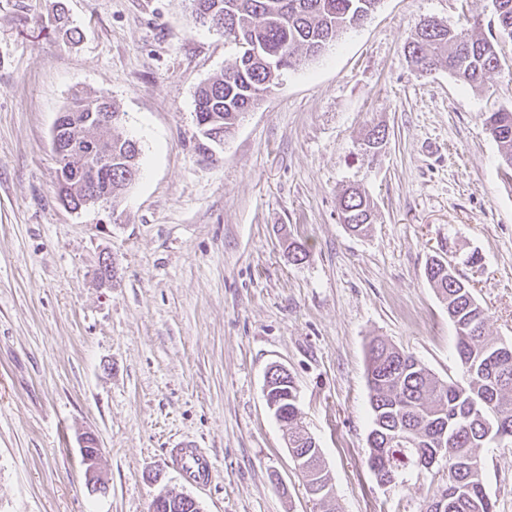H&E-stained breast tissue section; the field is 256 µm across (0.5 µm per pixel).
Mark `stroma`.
Instances as JSON below:
<instances>
[{"instance_id":"1","label":"stroma","mask_w":512,"mask_h":512,"mask_svg":"<svg viewBox=\"0 0 512 512\" xmlns=\"http://www.w3.org/2000/svg\"><path fill=\"white\" fill-rule=\"evenodd\" d=\"M59 2L78 40L55 31ZM426 19L482 38L495 7L382 0L208 145L194 93L236 50L193 24L188 0H0V512H151L163 490L202 512H317L266 405L275 363L342 512H422L429 474L384 487L367 466L370 341L456 375V332L424 276L433 256L473 286L489 335L512 341V177L483 126L512 109V41L474 88L410 67ZM77 90L114 103L141 147L112 212L56 195L51 133ZM377 126L386 143L362 157ZM349 183L376 204L362 235L336 208ZM107 254L117 277L102 288ZM89 433L101 492L80 453ZM183 441L212 455L211 485L169 463ZM481 455L496 512H512V447Z\"/></svg>"}]
</instances>
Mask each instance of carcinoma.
I'll return each instance as SVG.
<instances>
[{"label": "carcinoma", "mask_w": 512, "mask_h": 512, "mask_svg": "<svg viewBox=\"0 0 512 512\" xmlns=\"http://www.w3.org/2000/svg\"><path fill=\"white\" fill-rule=\"evenodd\" d=\"M195 22L211 26L218 16L224 23V37L238 30L249 45L255 61L248 67L233 64L219 76L200 86L194 95L197 124L205 132L228 136L241 116L262 101L263 93L276 85L286 71L303 61L320 56L336 36L360 26L381 0H190ZM411 67L428 73L440 65L472 87H481L487 75L501 70L497 38L473 39L447 25L427 22L405 46ZM91 112L117 114L114 104L100 96L77 91L64 110L52 146L58 154L70 142L90 138L112 156H79L71 161L89 169L104 171L98 186L111 193L117 207L139 175V142L121 130V120L100 125L89 119ZM485 130L496 143L500 159L512 162V110L492 112L483 120ZM386 131L372 129L364 140V154L376 155ZM58 199L77 205L83 188L56 184ZM340 219L354 233L364 232L374 222V203L360 187L350 185L337 197ZM425 277L441 302L448 306V319L456 330L458 374L442 380L413 354L383 339L369 344L367 384L372 412L368 435L367 463L370 469L392 474L404 483L407 471L417 466L420 455L434 448L441 451L448 466V481L437 484L434 493L451 487L453 507L449 512H495L484 482V469L465 467L463 459L493 446L512 444V343L486 334L488 316L474 296L469 281L451 262L432 258ZM269 395L279 401L276 420L283 423L288 440L297 443L306 460L297 461L303 476L307 462H319L311 437L299 422L297 389L288 373H275Z\"/></svg>", "instance_id": "1"}]
</instances>
